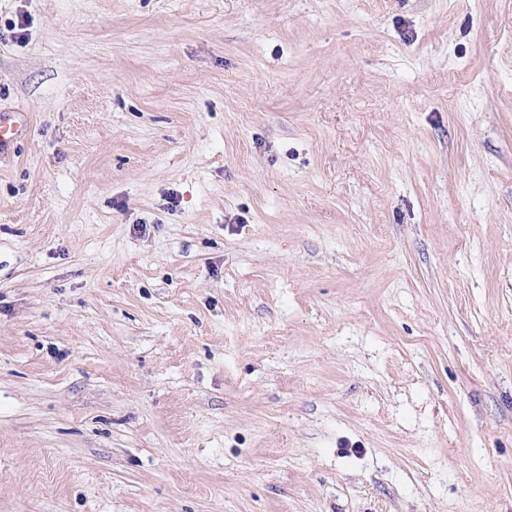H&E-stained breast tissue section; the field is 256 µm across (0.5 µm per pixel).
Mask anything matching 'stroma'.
Returning a JSON list of instances; mask_svg holds the SVG:
<instances>
[{
  "mask_svg": "<svg viewBox=\"0 0 512 512\" xmlns=\"http://www.w3.org/2000/svg\"><path fill=\"white\" fill-rule=\"evenodd\" d=\"M0 512H512V0H0Z\"/></svg>",
  "mask_w": 512,
  "mask_h": 512,
  "instance_id": "1",
  "label": "stroma"
}]
</instances>
